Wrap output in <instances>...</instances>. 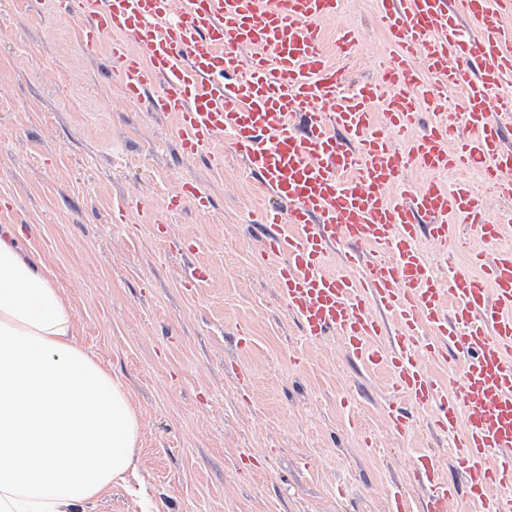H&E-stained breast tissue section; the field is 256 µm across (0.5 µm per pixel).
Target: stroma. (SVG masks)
Segmentation results:
<instances>
[{
	"label": "stroma",
	"instance_id": "35a3bbf8",
	"mask_svg": "<svg viewBox=\"0 0 512 512\" xmlns=\"http://www.w3.org/2000/svg\"><path fill=\"white\" fill-rule=\"evenodd\" d=\"M346 29L360 35L349 87L376 81L377 0H343L328 48ZM77 41L40 0H0V225L47 260L79 341L141 417L135 477L93 512H384L392 484L411 485L406 461L447 458V440L426 413L392 439L388 369L349 364L335 337L306 340L258 264L263 196L243 166L183 157L173 118L125 103L106 56ZM186 182L209 189V211L168 210ZM196 266L211 275L191 288Z\"/></svg>",
	"mask_w": 512,
	"mask_h": 512
}]
</instances>
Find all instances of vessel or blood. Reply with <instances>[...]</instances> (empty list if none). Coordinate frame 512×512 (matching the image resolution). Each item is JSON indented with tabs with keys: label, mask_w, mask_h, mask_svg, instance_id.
I'll return each instance as SVG.
<instances>
[{
	"label": "vessel or blood",
	"mask_w": 512,
	"mask_h": 512,
	"mask_svg": "<svg viewBox=\"0 0 512 512\" xmlns=\"http://www.w3.org/2000/svg\"><path fill=\"white\" fill-rule=\"evenodd\" d=\"M83 52L107 49L124 99L177 117L183 155L221 169L224 138L271 199L252 218L258 259L303 335L335 336L347 359L390 371L383 407L407 436L415 414L449 439L453 470L409 463L416 496L392 486L386 512H512V0H378L388 42L380 80L343 95L359 43L329 61L322 25L342 0H49ZM462 110L449 111V94ZM381 105L382 121L373 107ZM480 171L489 192L409 172ZM206 211L188 184L167 205ZM467 252L479 274H438L421 251ZM337 255L338 268L326 261ZM455 373L435 379L431 363Z\"/></svg>",
	"instance_id": "vessel-or-blood-1"
}]
</instances>
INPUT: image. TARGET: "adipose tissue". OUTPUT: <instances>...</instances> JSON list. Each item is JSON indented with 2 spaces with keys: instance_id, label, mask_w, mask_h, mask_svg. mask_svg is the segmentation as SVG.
Here are the masks:
<instances>
[{
  "instance_id": "obj_1",
  "label": "adipose tissue",
  "mask_w": 512,
  "mask_h": 512,
  "mask_svg": "<svg viewBox=\"0 0 512 512\" xmlns=\"http://www.w3.org/2000/svg\"><path fill=\"white\" fill-rule=\"evenodd\" d=\"M140 431L43 255L0 235V512H85L137 469Z\"/></svg>"
}]
</instances>
